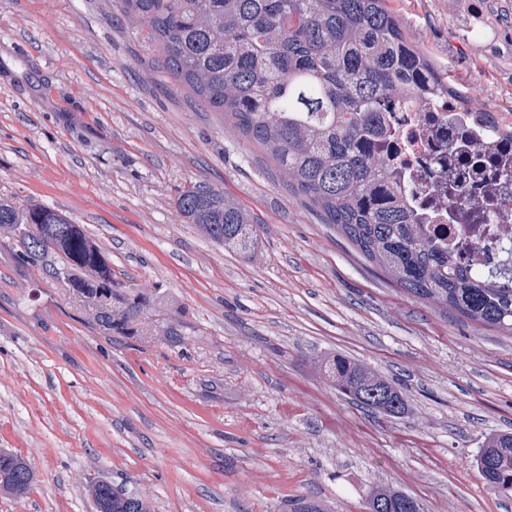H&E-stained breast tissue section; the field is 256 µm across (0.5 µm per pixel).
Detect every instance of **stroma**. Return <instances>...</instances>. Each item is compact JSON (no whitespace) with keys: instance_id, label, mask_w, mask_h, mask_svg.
I'll list each match as a JSON object with an SVG mask.
<instances>
[{"instance_id":"obj_1","label":"stroma","mask_w":512,"mask_h":512,"mask_svg":"<svg viewBox=\"0 0 512 512\" xmlns=\"http://www.w3.org/2000/svg\"><path fill=\"white\" fill-rule=\"evenodd\" d=\"M476 106L512 113V0H390ZM252 212L224 251L176 207L193 183ZM66 214L150 305L105 334L0 246V448L35 483L0 512H95V477L155 512H367L393 486L425 512H512L472 465L512 431V336L417 299L291 194L266 154L166 70L121 0H0V198ZM175 327L179 341L166 336ZM343 354L407 399L373 414L326 384Z\"/></svg>"}]
</instances>
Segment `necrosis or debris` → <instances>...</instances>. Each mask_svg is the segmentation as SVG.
Instances as JSON below:
<instances>
[{"instance_id": "obj_1", "label": "necrosis or debris", "mask_w": 512, "mask_h": 512, "mask_svg": "<svg viewBox=\"0 0 512 512\" xmlns=\"http://www.w3.org/2000/svg\"><path fill=\"white\" fill-rule=\"evenodd\" d=\"M387 118L395 131L388 155L431 238L468 272L491 278L512 269V183L486 162L493 148L512 156V141L500 132L512 126V114L465 109L444 97L422 112L390 105ZM451 183L464 187L469 205L452 202L444 191Z\"/></svg>"}]
</instances>
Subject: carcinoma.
I'll list each match as a JSON object with an SVG mask.
<instances>
[{
	"instance_id": "1",
	"label": "carcinoma",
	"mask_w": 512,
	"mask_h": 512,
	"mask_svg": "<svg viewBox=\"0 0 512 512\" xmlns=\"http://www.w3.org/2000/svg\"><path fill=\"white\" fill-rule=\"evenodd\" d=\"M123 7L147 23L175 82L260 146L288 189L369 264L419 299L512 335V283L464 273L433 243L381 150L392 135L385 115L391 101L421 108L448 95L471 106L469 93L406 36L388 0H123ZM176 204L224 249L257 250L256 218L224 191L195 183ZM26 224L36 235L13 236ZM0 244L72 290L103 331L127 329L146 307L139 295L114 318L112 267L102 249L49 207L0 199ZM319 371L376 414L405 413L403 393L359 362L333 354ZM474 464L487 490L512 499V432L487 435ZM0 467L13 476L16 498L26 497L34 483L27 461L13 453ZM90 496L108 512H154L138 494L109 483ZM366 504L370 512L379 505L403 512L402 491L371 487Z\"/></svg>"
}]
</instances>
